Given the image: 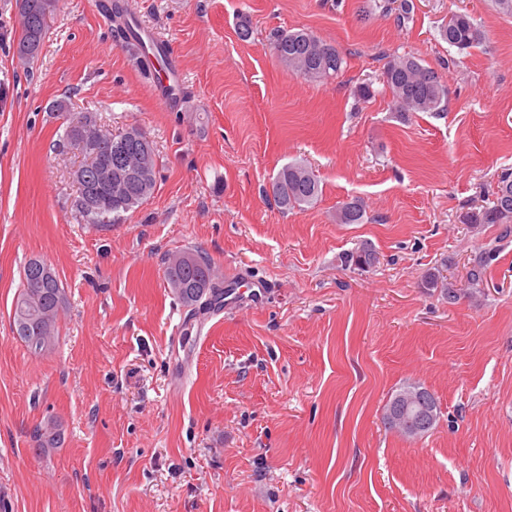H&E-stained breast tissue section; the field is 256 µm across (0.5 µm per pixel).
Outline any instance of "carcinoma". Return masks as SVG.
Here are the masks:
<instances>
[{"label":"carcinoma","instance_id":"cac0c4a2","mask_svg":"<svg viewBox=\"0 0 512 512\" xmlns=\"http://www.w3.org/2000/svg\"><path fill=\"white\" fill-rule=\"evenodd\" d=\"M56 5L57 0H21V34L17 43L20 59L29 62L37 57V54L25 51L24 46L35 41L43 42L48 31V20ZM110 12L117 30H132L128 22L130 11L127 0H110ZM440 36L448 45L465 50L479 45L484 33L471 15L455 12L448 18V23L440 28ZM272 44L278 61L289 72L306 81L326 82L342 70L344 57L341 53L309 30L278 32L273 35ZM383 76L385 89L400 118L404 119L415 112L444 111L448 88L435 71L420 63V59L406 54L394 55L387 61ZM52 110L66 116L63 134L56 143V149L61 154L77 149V143L83 140L85 129L79 125V121L84 116L91 118L92 133L104 145V149L112 146L134 155L148 154L145 181L134 185L128 193L117 195L93 179L78 183V192L71 207L82 223L110 224L153 196L159 171L153 142L146 133H141L139 138L127 137L123 131L114 133L99 125L95 115L71 111L70 104L64 100L56 102ZM270 184L271 188L265 190L266 197L285 212L311 206L321 194L314 175L300 163L284 166ZM365 215L362 201L352 198L336 207L335 219L338 224H361ZM466 221L470 224H503L504 236L512 235V172L500 175L493 205L467 214ZM489 260L490 253L487 251L474 259L468 272L470 286L483 281ZM379 261V253L367 242L342 256L344 265L362 272ZM36 264L48 267L38 258L25 264L22 288L14 303L13 327L27 348L40 353L55 344L58 321L65 305V292L59 276L54 272L41 284H32L28 270ZM164 277L178 301L195 314L219 307L224 302V285L216 281L211 260L201 252L185 251L168 259ZM424 287L439 290L450 302L457 299L458 290L449 286L437 270L425 277ZM33 442L35 455H51L62 445L60 424L54 419L47 420L35 430Z\"/></svg>","mask_w":512,"mask_h":512}]
</instances>
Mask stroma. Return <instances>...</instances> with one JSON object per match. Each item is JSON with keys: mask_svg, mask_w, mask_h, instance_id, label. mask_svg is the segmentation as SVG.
I'll return each mask as SVG.
<instances>
[{"mask_svg": "<svg viewBox=\"0 0 512 512\" xmlns=\"http://www.w3.org/2000/svg\"><path fill=\"white\" fill-rule=\"evenodd\" d=\"M383 3L129 0L176 51L187 100L170 112L99 0H59L28 63L19 0H0V512H512V236L462 221L512 171V16L490 0H412L400 23ZM454 11L474 16L482 45L441 39ZM298 28L344 57L334 81L278 62L272 34ZM404 53L438 73L446 111L396 118L382 73ZM64 98L154 143L156 191L116 223L71 210L84 158L53 148ZM294 162L322 194L286 212L263 190ZM352 198L366 221L336 223ZM364 241L379 264L342 266ZM491 244L469 293L468 264ZM190 249L220 280L264 281L263 304L189 319L164 262ZM35 257L67 295L42 353L11 327ZM434 269L455 301L423 288ZM409 383L441 411L418 440L382 422ZM50 418L64 443L39 459L33 433Z\"/></svg>", "mask_w": 512, "mask_h": 512, "instance_id": "obj_1", "label": "stroma"}]
</instances>
